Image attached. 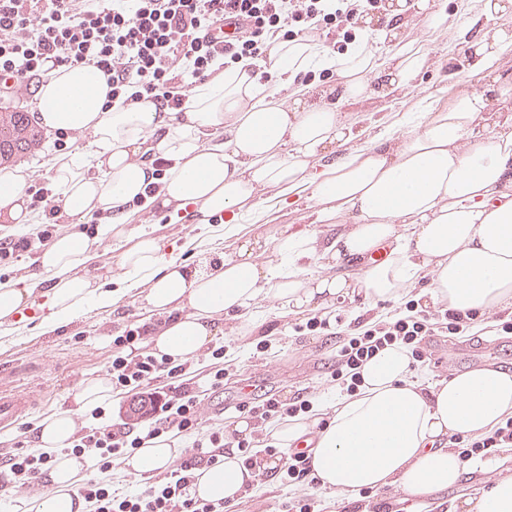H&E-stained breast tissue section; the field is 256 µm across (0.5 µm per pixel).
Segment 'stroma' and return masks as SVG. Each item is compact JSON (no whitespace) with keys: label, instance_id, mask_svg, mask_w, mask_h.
<instances>
[{"label":"stroma","instance_id":"1","mask_svg":"<svg viewBox=\"0 0 512 512\" xmlns=\"http://www.w3.org/2000/svg\"><path fill=\"white\" fill-rule=\"evenodd\" d=\"M410 39L428 54V68L414 88L397 95L381 98L371 94L354 103L340 104V111L355 120L370 124L377 130L401 128L413 112H427L447 107L455 95L480 91L483 82L472 67L457 69L455 52L458 47L450 31L436 30L425 22L415 21L408 27ZM304 204L272 208L267 223L255 222L252 215L239 220L238 238L269 239L285 226L308 224ZM238 238L216 239L214 255L235 253ZM403 301H380L354 310L346 302L338 303L332 312L338 325L335 334L314 332L295 335V325L305 323L306 315H284L274 303L262 302L257 310L255 329L243 333L225 332L217 338L224 348V385L219 389L208 386L207 373L212 358L209 353L194 357L197 381L203 386L204 418L210 426L233 429L241 415L236 411L241 383L250 382L254 397L276 394L287 400L301 395L321 407L334 400L338 391L330 377L336 351L349 332L354 315L386 319L402 313ZM512 317V307L484 314L469 332L459 336H438L434 339V365H419L412 372L414 380L431 385L452 375L485 366L512 368V335L499 331V319ZM156 316L146 310L141 299L121 298L116 310L94 311L75 321L67 329L47 336H30L0 344V369L11 371L18 385L41 384L45 400L28 416L29 422L40 423L55 411L70 408L74 394L88 379L105 374V364L112 357V338L126 325L149 323ZM266 341L265 352L256 344ZM314 493L317 512H352L362 506L371 512L375 504L385 502L389 512H449L459 491L451 487L436 490L422 497H408L391 488L372 491L369 498L358 492L331 493L312 490L310 485L285 483L280 473L257 477L247 494L234 503L235 512H279L282 504Z\"/></svg>","mask_w":512,"mask_h":512}]
</instances>
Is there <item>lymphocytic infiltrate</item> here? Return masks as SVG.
<instances>
[{"label": "lymphocytic infiltrate", "instance_id": "1", "mask_svg": "<svg viewBox=\"0 0 512 512\" xmlns=\"http://www.w3.org/2000/svg\"><path fill=\"white\" fill-rule=\"evenodd\" d=\"M383 0H0V100H9L62 65L92 64L102 70L109 97L132 105L150 99L173 111L185 104L192 82H204L245 59L264 58L272 41L318 37L345 47L360 18L377 12ZM236 34L224 39L223 28ZM32 206L41 220L30 233L0 240V262L31 252L53 237L61 207L55 195L36 190ZM365 322L345 339L336 354L333 380L347 392L358 388V370L380 349L406 347L414 364L432 359V336L467 332L479 318L476 309H449L441 315L415 313ZM160 322L130 325L112 340L106 369L112 394L133 397L137 418L109 422L105 408L92 410V425L80 427L72 453L93 458L98 476L79 493L93 512H224L223 502L196 498L194 472L219 462L223 428H205L202 401L188 361L156 356L145 344ZM309 400L286 402L275 396L241 401L238 412L257 425L308 412ZM167 433L190 440L191 453L179 467L141 492L123 494L102 480V473L125 455ZM452 447L463 459L512 447V417L493 431L454 435ZM46 454L17 451L0 458V484L28 488L38 484Z\"/></svg>", "mask_w": 512, "mask_h": 512}]
</instances>
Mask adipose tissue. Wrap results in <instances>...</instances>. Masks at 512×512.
<instances>
[{
    "mask_svg": "<svg viewBox=\"0 0 512 512\" xmlns=\"http://www.w3.org/2000/svg\"><path fill=\"white\" fill-rule=\"evenodd\" d=\"M474 2L484 29L472 44L475 65L493 82L498 62L512 49V33L496 20L512 12V0ZM384 10V27L365 18L364 35L334 56L309 38L272 42L263 76L240 64L228 68L196 85L181 112L150 100L107 104L106 80L94 66L52 69L37 90L40 125L90 134L95 147L54 161L51 180L61 208L75 224L103 214L101 237L129 246L105 286L84 274L97 257L94 240L57 234L39 257L38 273L0 281V340L27 333L17 313L37 297L42 335L111 309L122 297H142L150 311L170 315L151 344L154 353L174 360L202 352L225 323L250 319L264 300L294 314L328 308L339 298L395 301L425 277L427 306L490 312L512 304V113L504 111L503 99L458 95L448 108L422 113L396 139L325 159L350 130L335 103L311 101L301 75L334 69L338 101L366 96L375 73L383 88H409L427 55L402 38L405 19L450 26L460 37L471 27L467 20L449 24L432 0H387ZM378 42L395 48L383 71ZM272 80L287 97L270 91ZM155 155L170 160L166 174L156 175ZM29 179L23 168L0 172V211L18 224L29 219ZM266 192L283 204L312 202L316 223L344 218L351 226L325 243L309 230L281 231L275 264L261 261L264 243L247 239L223 261L193 267L167 254L151 232L132 228L131 203L138 199L144 210L190 224L221 216L225 237H233L239 218L254 212ZM317 253L327 268L300 266L301 258ZM351 258L363 260L360 271L338 273L337 265ZM410 373L407 350L385 347L361 367L358 391L337 397L323 425L297 416L271 436L286 448L314 437L311 475L324 490L392 486L421 496L459 484L472 468L488 474V484L476 499L464 500L462 512H512V476H490L489 465L478 460L464 466L443 442L451 434L488 432L512 415V373L481 367L428 387L410 381ZM74 432L71 412L41 421L36 446L52 457L53 491L33 498L34 512H90L77 492L86 460L67 452ZM181 453L178 439L163 437L126 458L123 470L149 478ZM277 466V459L261 458L246 468L229 448L223 462L197 470L193 490L201 499L233 500L253 472Z\"/></svg>",
    "mask_w": 512,
    "mask_h": 512,
    "instance_id": "ef3b65f1",
    "label": "adipose tissue"
}]
</instances>
